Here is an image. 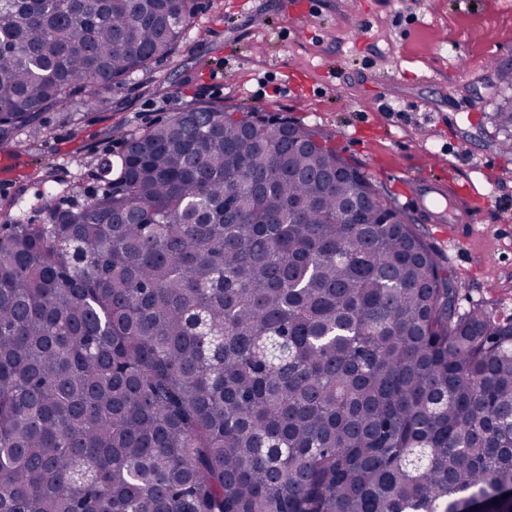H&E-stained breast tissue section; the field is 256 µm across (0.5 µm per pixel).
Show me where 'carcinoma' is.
Masks as SVG:
<instances>
[{
    "instance_id": "1",
    "label": "carcinoma",
    "mask_w": 512,
    "mask_h": 512,
    "mask_svg": "<svg viewBox=\"0 0 512 512\" xmlns=\"http://www.w3.org/2000/svg\"><path fill=\"white\" fill-rule=\"evenodd\" d=\"M198 8L0 0V141L171 55ZM491 120L512 153V100ZM332 141L202 98L81 206L0 203V512H512V319L460 310Z\"/></svg>"
}]
</instances>
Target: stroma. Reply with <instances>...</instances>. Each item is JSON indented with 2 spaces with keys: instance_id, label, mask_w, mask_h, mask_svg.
I'll return each instance as SVG.
<instances>
[{
  "instance_id": "obj_1",
  "label": "stroma",
  "mask_w": 512,
  "mask_h": 512,
  "mask_svg": "<svg viewBox=\"0 0 512 512\" xmlns=\"http://www.w3.org/2000/svg\"><path fill=\"white\" fill-rule=\"evenodd\" d=\"M180 48L104 87L99 103L74 100L43 113L0 152L22 162L0 200L18 198L25 222L43 219L41 197L61 207L102 193L86 163L118 160L127 136L205 97L283 112L334 136L398 207L415 217L461 307L481 302L512 317V157L499 149L485 79L491 60L512 63V0H199ZM58 169L63 184L45 181ZM472 183L471 221L418 213L411 182Z\"/></svg>"
}]
</instances>
